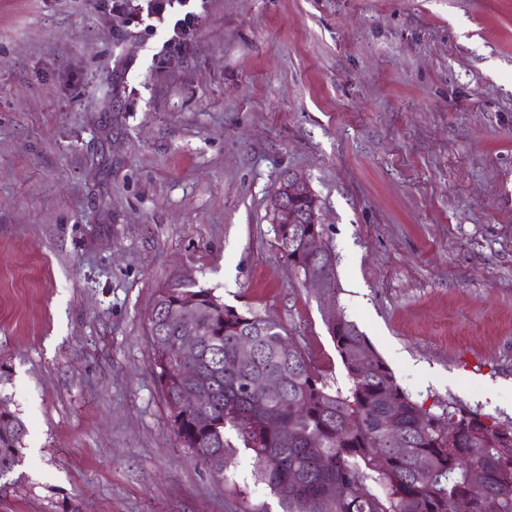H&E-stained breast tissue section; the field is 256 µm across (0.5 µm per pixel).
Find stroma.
Returning <instances> with one entry per match:
<instances>
[{
  "mask_svg": "<svg viewBox=\"0 0 512 512\" xmlns=\"http://www.w3.org/2000/svg\"><path fill=\"white\" fill-rule=\"evenodd\" d=\"M166 38L111 0H0V365L28 426L0 512H280L247 453L223 481L183 448L149 326L160 289L208 288L345 385L275 238L289 171L397 383L512 424V0H205Z\"/></svg>",
  "mask_w": 512,
  "mask_h": 512,
  "instance_id": "1",
  "label": "stroma"
}]
</instances>
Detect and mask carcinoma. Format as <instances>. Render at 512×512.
I'll return each mask as SVG.
<instances>
[{
  "instance_id": "1",
  "label": "carcinoma",
  "mask_w": 512,
  "mask_h": 512,
  "mask_svg": "<svg viewBox=\"0 0 512 512\" xmlns=\"http://www.w3.org/2000/svg\"><path fill=\"white\" fill-rule=\"evenodd\" d=\"M191 294L207 324L197 328L150 322L157 378L167 398L206 385L213 400L186 417L171 414L180 443L199 463L233 457L238 449L252 460L255 483L278 499L282 512H454L455 498H471L472 512H512V440L504 427L476 412L442 408L453 436L397 383L368 336L342 314L328 329L348 385L332 387L298 347L277 345L285 333L277 321L224 304L207 289L165 288L157 301L169 309ZM192 336L197 356L182 360L178 346ZM251 337L256 360L228 365L238 342ZM276 370L278 393L248 390L260 374ZM278 418L287 433L268 431L264 420ZM358 417L352 431L347 421ZM400 433L410 453L400 454L386 440V429ZM233 432L236 441L226 436ZM26 424L14 411L0 414V475L20 463ZM486 448L474 458L470 448ZM321 448V467L309 449Z\"/></svg>"
}]
</instances>
